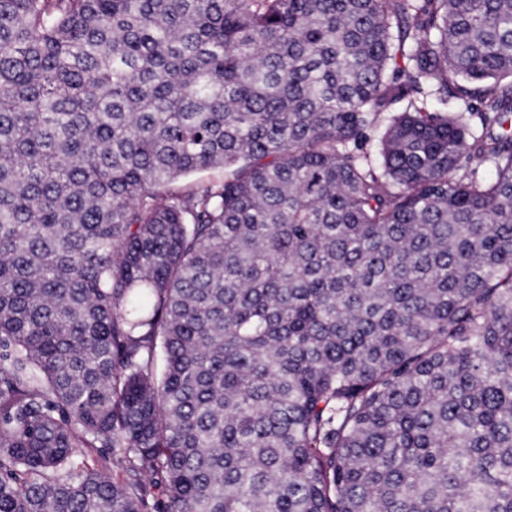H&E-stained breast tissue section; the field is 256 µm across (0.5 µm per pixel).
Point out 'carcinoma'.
I'll return each mask as SVG.
<instances>
[{
    "label": "carcinoma",
    "instance_id": "obj_1",
    "mask_svg": "<svg viewBox=\"0 0 512 512\" xmlns=\"http://www.w3.org/2000/svg\"><path fill=\"white\" fill-rule=\"evenodd\" d=\"M144 474L512 512V0H0V512Z\"/></svg>",
    "mask_w": 512,
    "mask_h": 512
}]
</instances>
